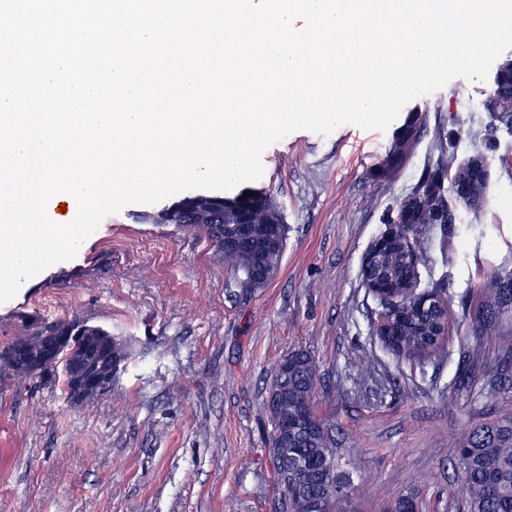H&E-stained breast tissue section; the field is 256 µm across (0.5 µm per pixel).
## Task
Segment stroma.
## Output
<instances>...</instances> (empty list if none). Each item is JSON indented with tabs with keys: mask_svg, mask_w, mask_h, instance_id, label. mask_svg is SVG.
<instances>
[{
	"mask_svg": "<svg viewBox=\"0 0 512 512\" xmlns=\"http://www.w3.org/2000/svg\"><path fill=\"white\" fill-rule=\"evenodd\" d=\"M491 91L456 78L386 131L345 124L269 145L253 186L271 194L287 236L279 272L255 294L229 288L204 235L152 223L156 203L106 216L74 258L25 280L0 304V350L31 322L75 319L125 337L132 355L109 391L77 407L0 365V512H273L260 405L294 349L320 365L317 407L341 431L339 464L356 488L347 512H392L403 497L421 512H464L448 442L512 409V371L475 332L494 276L512 273V125L488 111ZM413 115L404 166L373 177ZM441 134L456 161L487 154L490 180L479 213L449 197L454 224L424 235L419 280L442 284L448 336L419 365L375 335L362 265ZM365 358L374 370L363 381Z\"/></svg>",
	"mask_w": 512,
	"mask_h": 512,
	"instance_id": "obj_1",
	"label": "stroma"
}]
</instances>
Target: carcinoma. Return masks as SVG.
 I'll list each match as a JSON object with an SVG mask.
<instances>
[{
    "instance_id": "obj_1",
    "label": "carcinoma",
    "mask_w": 512,
    "mask_h": 512,
    "mask_svg": "<svg viewBox=\"0 0 512 512\" xmlns=\"http://www.w3.org/2000/svg\"><path fill=\"white\" fill-rule=\"evenodd\" d=\"M490 111L512 122V62L500 65L493 78ZM415 124L408 122L398 132L394 146L376 170L378 178L389 177L407 160L415 142ZM435 150L438 158L427 175L414 188L422 202L411 210L413 223L422 228L400 242L389 254L381 257L363 271L370 279L378 274L394 285H401L411 274L414 265L427 262L421 246L424 228L433 224H450L453 216L444 197V187L437 175H448L458 187L474 181L470 168L452 167L447 137L439 136ZM157 224H174L182 229L199 231L216 247L224 260L235 287L252 293L265 287L279 271L286 243V225L271 196L251 189L248 196L238 193L224 205L215 195L184 197L153 216ZM512 312V274L496 276L483 313L478 319L477 338L499 352L500 363L512 366V336L502 335L503 318ZM439 310L429 304L411 303L402 317L395 319L392 338L386 347L398 359L419 360L434 352L433 334ZM41 333H56L66 337L63 351L56 360L38 370H15L24 378L44 380L48 377L61 383V392L71 399L67 362L81 355L92 337L107 336L99 327L76 321L58 320L34 324ZM112 349L118 363L117 373L129 357L127 343L119 336L112 337ZM320 366L305 350H294L284 356L274 369L269 387L276 390L274 404L265 400L261 411L268 419L267 450L273 461L271 482L274 505L288 512H311L310 502L332 497L333 502L350 498L356 488L338 473L336 460V424L320 414L316 394L320 384ZM449 455L460 471L459 493L466 512H512V412L479 424L457 437L450 445Z\"/></svg>"
}]
</instances>
